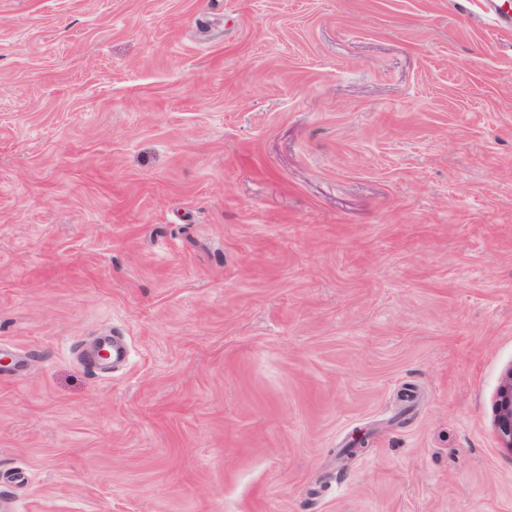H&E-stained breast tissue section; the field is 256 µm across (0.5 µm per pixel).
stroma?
<instances>
[{
    "label": "stroma",
    "mask_w": 512,
    "mask_h": 512,
    "mask_svg": "<svg viewBox=\"0 0 512 512\" xmlns=\"http://www.w3.org/2000/svg\"><path fill=\"white\" fill-rule=\"evenodd\" d=\"M511 365L484 0H0L19 512H512ZM496 427L502 448L512 452V365L504 372L497 392Z\"/></svg>",
    "instance_id": "obj_1"
}]
</instances>
